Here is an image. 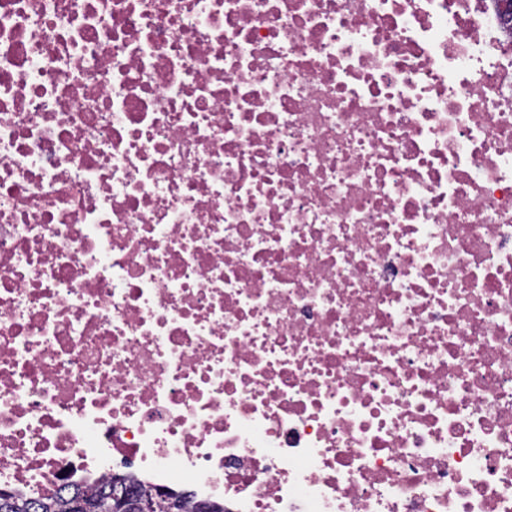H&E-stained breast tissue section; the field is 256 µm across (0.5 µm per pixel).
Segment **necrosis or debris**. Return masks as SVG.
<instances>
[{"instance_id":"4bbe7bcc","label":"necrosis or debris","mask_w":512,"mask_h":512,"mask_svg":"<svg viewBox=\"0 0 512 512\" xmlns=\"http://www.w3.org/2000/svg\"><path fill=\"white\" fill-rule=\"evenodd\" d=\"M494 0H0V492L512 512Z\"/></svg>"}]
</instances>
